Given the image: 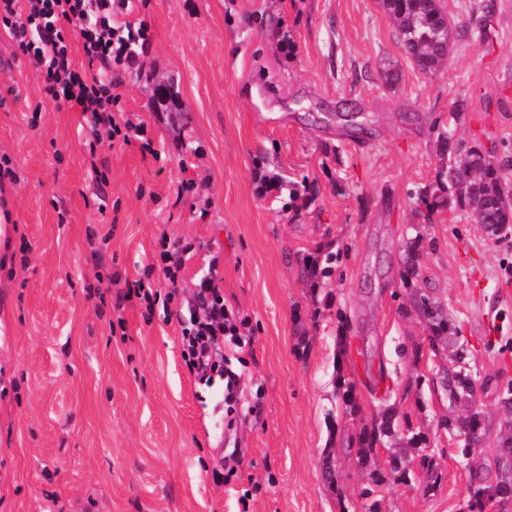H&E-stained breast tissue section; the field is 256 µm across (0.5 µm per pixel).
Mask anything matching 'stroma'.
Returning <instances> with one entry per match:
<instances>
[{
	"instance_id": "obj_1",
	"label": "stroma",
	"mask_w": 512,
	"mask_h": 512,
	"mask_svg": "<svg viewBox=\"0 0 512 512\" xmlns=\"http://www.w3.org/2000/svg\"><path fill=\"white\" fill-rule=\"evenodd\" d=\"M442 3L453 37L428 75L380 0H137L151 42L120 89L144 125L127 144H91L0 34V155L15 174L0 186V512H467L474 474L495 480L512 416L499 399L512 388V234L472 223L450 192L421 225L413 194L442 169L443 131L512 160V0ZM283 176L314 198H289ZM164 233L185 249L179 298L217 273L246 322L221 350L235 407L224 380L182 359L190 309L115 304ZM418 234L426 286L483 385L487 438L471 463L438 434L450 363L428 360L400 279ZM328 253L333 276L309 288L303 257ZM388 407L425 434L438 481L418 461L371 501L342 446Z\"/></svg>"
}]
</instances>
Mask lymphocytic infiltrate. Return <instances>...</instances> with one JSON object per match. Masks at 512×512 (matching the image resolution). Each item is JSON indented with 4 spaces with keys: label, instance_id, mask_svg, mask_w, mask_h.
<instances>
[{
    "label": "lymphocytic infiltrate",
    "instance_id": "lymphocytic-infiltrate-1",
    "mask_svg": "<svg viewBox=\"0 0 512 512\" xmlns=\"http://www.w3.org/2000/svg\"><path fill=\"white\" fill-rule=\"evenodd\" d=\"M132 7L133 0H0V32L33 69L42 70L52 104L82 113L98 143L127 141L142 133L141 124L121 107L119 94L124 74L141 69L150 40L148 21H128ZM68 24L79 44H72L65 32ZM181 253L178 242L162 237L158 267L169 292L159 293L143 277L128 288V295L150 306L162 297L173 299ZM190 305L195 315L181 326L186 366L205 381L220 374L235 380V372L225 371L215 355L223 340L239 339V327L213 278L200 281Z\"/></svg>",
    "mask_w": 512,
    "mask_h": 512
}]
</instances>
